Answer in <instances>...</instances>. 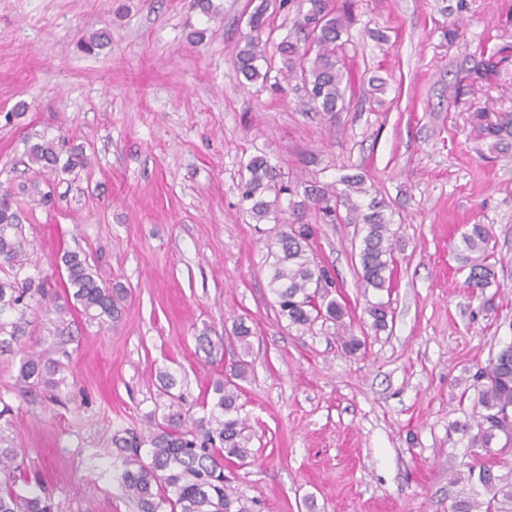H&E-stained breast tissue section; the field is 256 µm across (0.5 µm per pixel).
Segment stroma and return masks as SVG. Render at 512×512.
<instances>
[{
    "instance_id": "stroma-1",
    "label": "stroma",
    "mask_w": 512,
    "mask_h": 512,
    "mask_svg": "<svg viewBox=\"0 0 512 512\" xmlns=\"http://www.w3.org/2000/svg\"><path fill=\"white\" fill-rule=\"evenodd\" d=\"M348 1L351 83L345 109L326 113L309 111L296 80L240 85L250 0H213L214 19L193 0H0V191L51 285L60 255L79 248L127 291L108 330L76 313L52 336L30 314L39 349L64 360L60 395L16 401L19 356L0 354L4 434L57 512H137L112 477L113 434L161 417L159 371L200 417L239 359L252 456L232 471L260 512H452L486 500L469 473L483 464L512 484L505 436L488 456L461 429L474 373L512 342V137L485 131L512 116V0ZM100 32L103 46L87 49ZM372 76L387 81L376 99ZM40 136L88 166L38 180L26 150ZM255 155L297 186L363 175L389 204L400 251L387 291L360 286V225L300 214L365 342L357 353L333 323L303 329L280 314L267 246L282 227L239 208ZM474 224L493 234L496 278L481 293L459 261ZM377 302L390 311L382 331L366 312ZM204 334L223 348L201 349Z\"/></svg>"
}]
</instances>
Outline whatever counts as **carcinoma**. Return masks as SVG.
<instances>
[{"label":"carcinoma","instance_id":"carcinoma-1","mask_svg":"<svg viewBox=\"0 0 512 512\" xmlns=\"http://www.w3.org/2000/svg\"><path fill=\"white\" fill-rule=\"evenodd\" d=\"M307 10L295 22L294 31L278 44L286 78H297L305 89L308 103L315 112H336L344 102V71L348 40L347 16L330 8L329 0H305ZM288 0H259L247 18L249 34L235 55L236 72L248 83L267 82L272 70L268 53L270 38L265 36L267 13L283 9ZM62 144L40 138L29 145L27 157L41 176L58 170ZM245 169L248 178L241 182L242 210L256 223L280 221V195L286 187L279 184V174L263 156L250 158ZM341 187L328 189L311 184L305 187L306 200L293 204L300 211L310 202L332 224H362L364 235L359 247V277L363 288L383 291L391 287L396 243L391 233V215L387 203L373 195L360 175L345 176ZM315 230L310 224L286 225L271 243L269 285L277 298L280 313L289 322L309 327L317 320L336 326V336L344 349L355 353L364 342L354 336L344 322L345 307L331 297L336 281L331 271L318 264L312 255L311 240ZM492 232L475 224L463 234V268L466 282L474 290L491 284L495 272L488 263ZM29 242L23 219L6 194H0V267L6 270L0 279V352L12 351L25 337L31 304L49 302L58 315L54 335L65 333L64 316L79 312L89 321L109 324L118 316V304L124 291L114 288L99 276L81 250H67L59 257L64 269V294L52 291L49 278L27 257ZM375 330L388 326L389 310L383 303L367 309ZM62 362L46 353L28 349L20 360L16 376V396L24 397L31 388L42 386L56 390L64 383L58 377ZM170 398L169 412L154 422L145 433L126 430L112 436V446L119 450L113 460L117 477L127 498L138 512H255L224 474V461L240 462L251 456L247 426L236 415L237 385L227 379L214 389L216 401L209 415L193 417L183 407V396L171 392L173 376L159 374ZM480 411L476 412L475 439L491 448L498 434L512 436V344L499 349L488 365L474 374ZM147 448L149 461L142 459ZM490 467L479 469L478 479L489 498L484 502L461 501L455 512H512V491L502 492L500 482L489 478ZM22 463L15 449L0 447V512H55L50 489L39 479L21 476Z\"/></svg>","mask_w":512,"mask_h":512}]
</instances>
